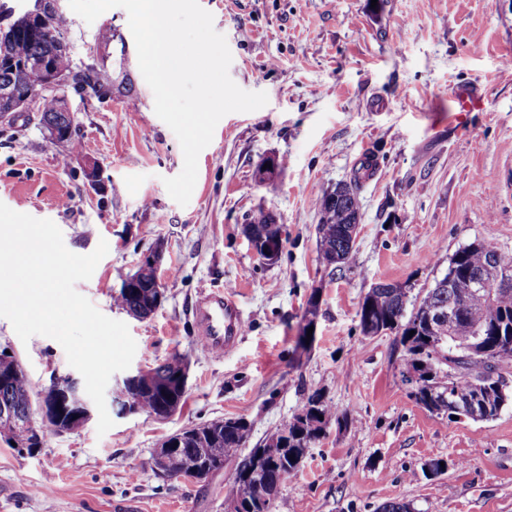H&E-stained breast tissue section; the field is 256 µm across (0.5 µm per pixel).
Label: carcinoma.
Segmentation results:
<instances>
[{
	"label": "carcinoma",
	"instance_id": "obj_1",
	"mask_svg": "<svg viewBox=\"0 0 512 512\" xmlns=\"http://www.w3.org/2000/svg\"><path fill=\"white\" fill-rule=\"evenodd\" d=\"M12 38L0 41V114L8 111L12 97L3 96L6 88L23 94L35 87L39 80L32 62L49 58L58 71L74 73L75 89L90 82L84 70L73 71L71 51L56 44L55 34L64 29L66 19L60 10H54L39 22H31L23 15L9 20ZM41 121L45 129L74 133L73 118L65 112L59 98L42 101ZM359 179L338 185L320 201L322 214L318 224L319 250L322 263L327 267H339L354 256V249L345 245V230L359 223ZM274 216L261 211L247 224L244 232L252 237L258 230L270 226ZM497 265L512 269V256L501 253L491 242L475 240L459 248L449 259L446 273L434 282L425 294L409 302L408 289L395 283H377L360 302L359 327L365 336H377L393 332L399 337L405 361V373L416 369L419 359L431 342H442L441 348L450 356H462L474 341L481 337L483 356L490 366L501 368L512 363V287L503 289L489 284L480 289L476 284L479 275L491 279L489 267ZM156 269L150 265L139 268L127 277L123 290L116 297L118 306L136 318H147L156 309ZM453 310V319L439 325H428V312L439 306ZM182 370V360L166 361L151 371L150 380L129 388L133 400L152 410L159 417L176 411L185 401V391L178 388L176 376ZM480 373V362H465L453 374L451 385L437 381L425 384L409 397L428 412L455 415L452 405L468 400L474 394L473 380ZM39 391L32 386L22 364L16 363L10 374L0 379V408L12 409L10 424L0 422V428L8 426L10 439L18 450H32L35 433L24 423L37 416L36 399ZM512 403V391L494 395L489 402V412L481 420H492L502 409ZM298 413L307 421L297 420L288 427L271 434L264 444L241 455L251 431L244 419L236 421L213 420L174 435V447L166 453V469L177 475L190 465L198 463L208 473L224 468V463L234 461L243 469L233 480L232 498L248 505L245 512H267L256 503L258 492L277 497L280 486L294 476L305 458L320 440L323 425L336 410L322 394L314 391L302 402Z\"/></svg>",
	"mask_w": 512,
	"mask_h": 512
}]
</instances>
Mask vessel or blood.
Returning <instances> with one entry per match:
<instances>
[{
	"label": "vessel or blood",
	"instance_id": "vessel-or-blood-1",
	"mask_svg": "<svg viewBox=\"0 0 512 512\" xmlns=\"http://www.w3.org/2000/svg\"><path fill=\"white\" fill-rule=\"evenodd\" d=\"M198 340L215 353L234 350L243 337V320L236 300L227 290L202 293L193 306Z\"/></svg>",
	"mask_w": 512,
	"mask_h": 512
}]
</instances>
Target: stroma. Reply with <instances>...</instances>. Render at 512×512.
<instances>
[{"label": "stroma", "mask_w": 512, "mask_h": 512, "mask_svg": "<svg viewBox=\"0 0 512 512\" xmlns=\"http://www.w3.org/2000/svg\"><path fill=\"white\" fill-rule=\"evenodd\" d=\"M225 36L229 74L268 103L230 113L198 157L187 206L168 194L183 153L156 115L137 57H126L128 14L93 23L58 0L75 70L94 66L102 94L62 87L74 144L50 142L38 112L0 121V202L52 220L73 253L109 251L77 291L124 322L137 344L132 369L180 356L186 402L160 419L114 415L74 432L44 430L27 454L0 438V512H228L233 464L208 479L166 478L151 466L169 435L242 418L248 447L262 444L320 391L350 424L329 421L303 468L281 487L273 512H377L390 501L413 512H512V406L494 419L453 420L408 395L394 334L363 335V296L380 282L422 296L474 239L512 255V0H200ZM474 88L480 110L456 121L455 93ZM373 175L358 193L351 263L319 260V201L351 182L359 160ZM279 163L258 182V166ZM97 166L101 192L87 188ZM275 215L286 241L262 260L243 233L258 211ZM163 253L165 300L150 318L115 305L123 280L149 252ZM231 291L244 335L227 354L198 342L191 309L210 289ZM318 315L309 351L297 347L310 296ZM35 388L72 374L52 338L21 341L0 317ZM448 461L427 477L424 463Z\"/></svg>", "instance_id": "1"}]
</instances>
